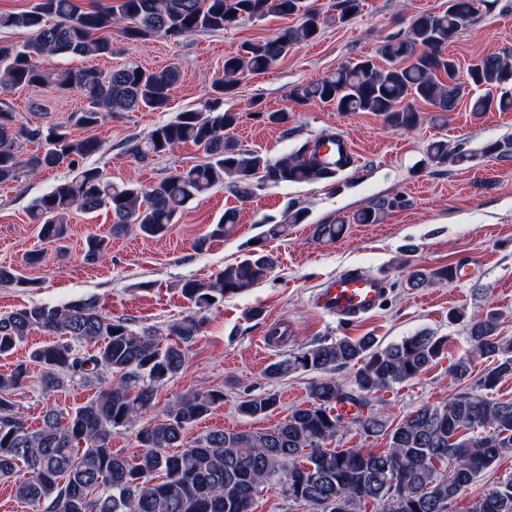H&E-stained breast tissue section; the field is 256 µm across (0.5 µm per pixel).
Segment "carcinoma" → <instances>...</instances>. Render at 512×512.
<instances>
[{
    "mask_svg": "<svg viewBox=\"0 0 512 512\" xmlns=\"http://www.w3.org/2000/svg\"><path fill=\"white\" fill-rule=\"evenodd\" d=\"M335 7L343 22L361 12L363 0H336ZM477 12V0H448L443 12H420L402 35L385 39L376 55L296 86L290 98L298 105L320 101L347 114L370 112L402 132L421 123L419 102L434 107L435 122L447 124L448 113L467 90L474 93V112L512 110L511 50L484 55L464 71L448 53V42ZM269 16H295L299 23L243 42L237 53L224 57L223 74L214 83L217 97L201 110L178 113L136 146V154L145 160L192 143L204 153L199 163L175 167L149 186L131 178L107 181L99 169L83 165L99 151L97 138L74 139L56 124L18 127L12 109L0 99V184L64 163L75 170L70 180L31 206L41 236L56 242L66 237L75 212L112 213L115 235L134 225L147 237H159L190 202L224 184L247 199L257 184L332 181L349 159L335 166L327 163L318 142L271 160L240 146L230 135L240 113L221 109L224 94L246 75L270 69L291 46L318 37L324 17L306 0H117L103 9L83 11L73 0H36L28 10L0 13V28L30 33L20 45L0 46V94L43 85L78 93L86 105L71 115L70 123L84 129L98 127L106 112L164 109L180 80L175 67L153 71L131 64L107 71L50 72L39 59L46 54L110 56L112 38L103 30L112 26L125 39L146 43L155 37L222 31L242 20ZM20 138L39 142L40 151L20 158ZM426 153L437 166L471 160L460 149L448 150L445 140L429 143ZM484 153L511 159L512 137L488 144ZM404 204L398 197L382 199L353 220L376 224ZM306 218L304 209L288 204L279 220L263 222V231L242 260L225 266L209 282H181L180 293L194 311L168 324L164 338L112 319L93 296L0 315V356L11 355L33 331L50 337L32 349L27 360L0 374V479L22 468L29 474L15 482L16 499L32 512H254L258 494L280 485L288 501L306 505L309 512H361L366 501L376 503L379 512H450L475 478L512 452V400L495 395L498 384L512 377V341L499 335L493 311L469 319L467 332L474 349L494 359V366L480 375L472 390L452 395L446 403L425 404L390 430L368 410L369 395L424 374L444 354V337L421 330L384 347L373 336H340L271 364L266 370L271 380L298 370L319 377L310 383V404L292 409L264 431L216 429L191 444L184 442L190 426L224 404V393L214 390L188 394L162 415L151 416L158 387L182 370L187 347L202 329L203 313L271 273L278 257L265 249L267 242L285 236L290 225ZM238 220L237 210H225L209 237L231 236ZM344 228L342 221L317 224L315 236L334 242ZM107 249L106 239L90 236L85 257L98 261ZM454 278L455 268L444 266L428 273L415 271L410 282L420 287ZM84 344L93 345V352L79 354L76 346ZM30 364L41 367L40 383L48 392L59 388L65 375L87 380L105 371L120 380L74 409H47L42 426L32 429L10 400L12 390L28 377ZM348 366L356 368L348 384L329 375ZM340 403L356 412H338ZM277 405V396L267 394L241 401L238 411L255 417ZM138 422L136 441L142 451L137 459L112 452V435ZM351 424L371 436L389 432L388 447H328L343 438ZM172 448L176 452H170ZM469 512H512V477L472 502Z\"/></svg>",
    "mask_w": 512,
    "mask_h": 512,
    "instance_id": "obj_1",
    "label": "carcinoma"
}]
</instances>
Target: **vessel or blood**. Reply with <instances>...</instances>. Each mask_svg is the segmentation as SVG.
<instances>
[{
  "label": "vessel or blood",
  "instance_id": "vessel-or-blood-1",
  "mask_svg": "<svg viewBox=\"0 0 512 512\" xmlns=\"http://www.w3.org/2000/svg\"><path fill=\"white\" fill-rule=\"evenodd\" d=\"M383 277L356 269L344 271L322 288L315 305L340 322H353L377 310L386 293Z\"/></svg>",
  "mask_w": 512,
  "mask_h": 512
}]
</instances>
